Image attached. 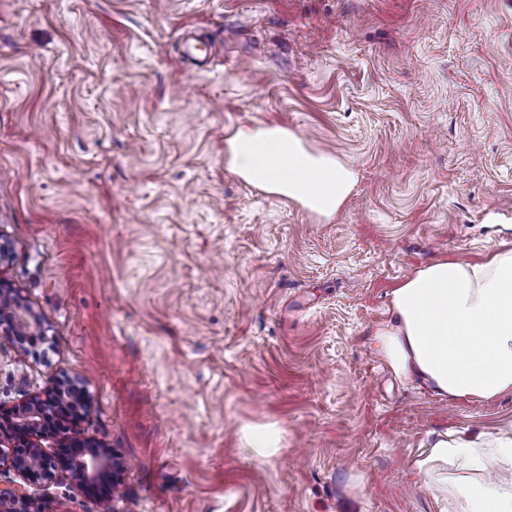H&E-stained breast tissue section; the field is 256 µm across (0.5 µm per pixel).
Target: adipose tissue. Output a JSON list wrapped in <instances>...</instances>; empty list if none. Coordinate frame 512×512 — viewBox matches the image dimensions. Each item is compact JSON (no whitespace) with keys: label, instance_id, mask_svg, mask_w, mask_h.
Masks as SVG:
<instances>
[{"label":"adipose tissue","instance_id":"obj_1","mask_svg":"<svg viewBox=\"0 0 512 512\" xmlns=\"http://www.w3.org/2000/svg\"><path fill=\"white\" fill-rule=\"evenodd\" d=\"M235 172L247 182L333 217L352 191V168L313 154L281 128L243 127L228 141ZM390 323L375 334L397 376L441 397L472 401L512 394V248L479 263L440 260L391 292ZM512 432L440 434L416 470L459 512H512Z\"/></svg>","mask_w":512,"mask_h":512}]
</instances>
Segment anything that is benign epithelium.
<instances>
[{"mask_svg": "<svg viewBox=\"0 0 512 512\" xmlns=\"http://www.w3.org/2000/svg\"><path fill=\"white\" fill-rule=\"evenodd\" d=\"M13 301L0 289V334L12 335L11 327L3 326L4 317L11 315ZM63 391L54 386L44 395L32 397L20 407L5 413L7 424H0V467L6 466L18 472L25 480H46L52 477L55 464L39 448L34 438L45 429L47 411L59 404ZM69 442L70 456L66 463L75 466L84 482L91 488L99 485H116L107 449L90 441L82 440L76 432L65 437Z\"/></svg>", "mask_w": 512, "mask_h": 512, "instance_id": "7a95c632", "label": "benign epithelium"}]
</instances>
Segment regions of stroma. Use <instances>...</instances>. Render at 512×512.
<instances>
[{"instance_id":"35a3bbf8","label":"stroma","mask_w":512,"mask_h":512,"mask_svg":"<svg viewBox=\"0 0 512 512\" xmlns=\"http://www.w3.org/2000/svg\"><path fill=\"white\" fill-rule=\"evenodd\" d=\"M244 126L350 165L338 213L233 172ZM0 241L43 337L0 336V406L84 388L117 512H440L424 445L512 396H436L374 337L406 277L512 247V0H0ZM0 489L99 512L63 467ZM242 438L247 448H252L260 456L268 457L282 447L283 434L274 424L246 426L242 430Z\"/></svg>"}]
</instances>
